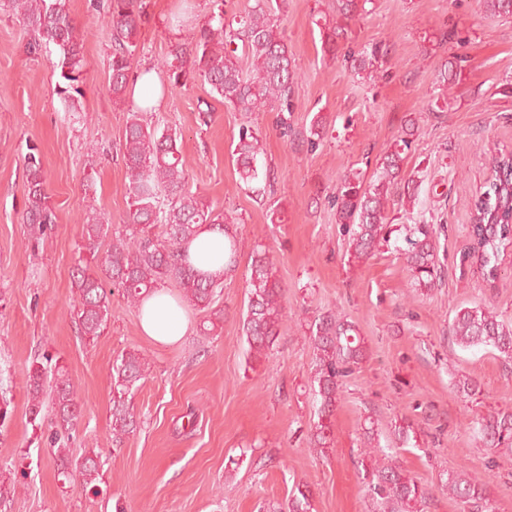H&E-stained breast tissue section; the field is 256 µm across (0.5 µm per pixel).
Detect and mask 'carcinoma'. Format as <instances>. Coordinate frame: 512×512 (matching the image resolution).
Here are the masks:
<instances>
[{
  "label": "carcinoma",
  "mask_w": 512,
  "mask_h": 512,
  "mask_svg": "<svg viewBox=\"0 0 512 512\" xmlns=\"http://www.w3.org/2000/svg\"><path fill=\"white\" fill-rule=\"evenodd\" d=\"M491 16L511 15L512 0H480ZM369 0H336V18L322 27L323 51L336 56L348 40L349 22ZM13 12L30 33L26 49L33 55L55 50L52 67L58 72V94L70 112H78L83 96L86 61L79 27L66 8V0H11ZM94 8L103 13L112 32L110 91L117 106L128 107L129 117L123 136V158L127 170L130 208L128 224L116 228L98 216L82 225L83 249L73 271L77 300L73 319L84 339L93 341L104 333L110 315L113 291L126 301L140 306L152 293L167 285L180 290L182 298L209 313L200 331L212 333L223 320L220 309L213 308L220 296L224 278L237 266V230L231 219L216 209L204 196L188 188L174 128L143 123L144 108L128 96L132 61L136 53L140 26L145 13L144 0H97ZM281 9L279 0H255L235 23L224 22L221 4H216L194 44L171 45L166 60L170 85L186 86L200 80L210 94L224 106L240 112H258L264 108L279 112L295 111L293 86L297 73L288 53L283 31L275 19ZM239 41L247 50L249 67L227 46ZM344 59L354 73L369 77L386 76L389 48L382 43L356 50L349 46ZM420 132L419 120H404L394 141L376 163L375 178L369 183L357 171L345 174L337 187L336 217L349 236L350 249L357 259L368 258L374 250L389 242L388 231L395 205V189L400 177L401 154ZM263 149L255 132L240 128L233 150L240 181L251 186L271 179L264 167ZM27 203L23 223L42 235L56 223L42 173L38 150L30 147L25 156ZM224 230V273L212 274L197 267L188 253V244L206 225ZM400 251L405 256L415 285L434 286L436 267L435 230L431 224H416L404 237ZM512 246V149L492 154L489 174L474 203L469 228L470 254L479 262L489 284L497 278L499 261ZM275 264L262 246L252 256L248 277V303L242 330L252 358L268 356L278 335L284 307L282 286ZM451 335L462 348L492 347L512 360V324L498 319L488 307H464L456 311ZM308 342L315 356L311 383L319 406L318 421L311 444H327L331 417L336 410L341 379L353 371L365 355L364 339L348 321L326 312L315 317L308 327ZM149 372V363L141 352H123L112 362V441L137 430L138 421L128 396L141 385ZM28 396L32 418H49L51 442L58 476L63 482L79 481L92 486L100 477L101 454L89 450L74 458L63 440L72 437L81 416L75 386L63 367L49 372L34 365L28 375ZM479 430L490 445L512 443V412L497 410L481 417ZM364 479L377 502V512H413L428 499V490L398 463L383 465L365 452L361 460ZM448 495L463 505L488 501L487 489L466 473L448 474ZM309 491L297 489L288 498L287 507L276 512H310Z\"/></svg>",
  "instance_id": "1"
}]
</instances>
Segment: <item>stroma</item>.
Wrapping results in <instances>:
<instances>
[{
  "instance_id": "obj_1",
  "label": "stroma",
  "mask_w": 512,
  "mask_h": 512,
  "mask_svg": "<svg viewBox=\"0 0 512 512\" xmlns=\"http://www.w3.org/2000/svg\"><path fill=\"white\" fill-rule=\"evenodd\" d=\"M94 0H67L85 34L84 96L73 116L56 93L46 56L26 53L29 35L8 0H0V468L18 489L6 512H269L296 486H307L313 512H375L361 476L364 423L372 421L380 462L399 461L430 496L422 512H512V446L487 448L478 419L512 410V362L498 352L457 346L450 332L458 308L485 304L512 322V256L495 284L477 260L464 259L473 202L495 148L512 149V16L483 17L476 0H373L350 23L352 43L389 47L387 77L369 79L343 58L324 56L320 29L335 0H286L278 15L298 78L295 112L283 131L276 111L238 112L211 101L198 82L167 87L160 106L143 113L181 134L188 186L233 217L238 266L216 302L224 320L216 333L199 330L205 314L182 311L190 323L176 344L145 336L139 311L113 295L104 334L86 342L71 316L72 270L91 215L126 221L128 179L122 154L128 114L109 89L111 33ZM134 71L163 73L173 39L191 42L214 8L190 0L180 33L167 19L178 0H145ZM446 29L464 48L439 44ZM463 54L456 79L440 87L446 61ZM447 95L445 111L431 102ZM210 101L202 122L198 104ZM323 116L318 147L308 143L314 116ZM421 132L401 163L397 198L404 210L389 245L367 259L348 252L332 198L349 169L371 176L407 116ZM262 142L273 178L260 193L241 188L231 157L241 125ZM37 146L57 222L41 237L22 221L27 196L24 157ZM436 230L438 278L415 286L398 248L410 225ZM272 256L283 286L284 317L271 354L253 360L242 334L246 273L256 246ZM351 321L366 354L343 380L324 450L309 443L315 421L309 323L324 312ZM141 351L151 364L132 405L142 424L112 442L113 360ZM62 365L82 418L69 442L105 460L95 489L63 483L46 427L29 412L33 363ZM478 382L466 395L456 380ZM409 422L416 443L399 444L394 429ZM487 485L488 506L449 498V473Z\"/></svg>"
}]
</instances>
